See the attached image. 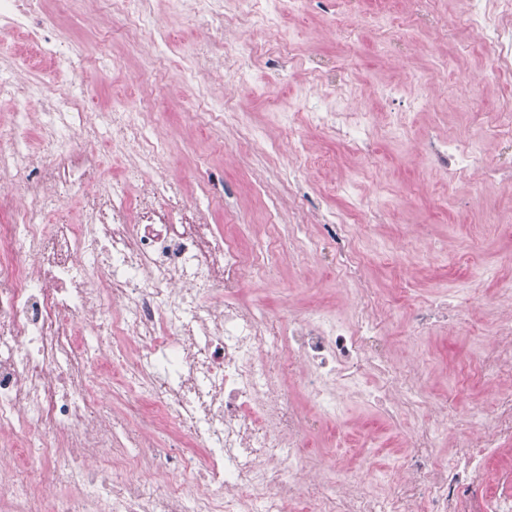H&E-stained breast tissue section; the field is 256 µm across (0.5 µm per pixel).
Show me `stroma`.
<instances>
[{
    "label": "stroma",
    "mask_w": 512,
    "mask_h": 512,
    "mask_svg": "<svg viewBox=\"0 0 512 512\" xmlns=\"http://www.w3.org/2000/svg\"><path fill=\"white\" fill-rule=\"evenodd\" d=\"M431 7L438 28L411 29L403 56L396 57L376 49L380 31L369 19L379 12V0H360L357 15L349 19L354 33L346 37L336 33L344 19L336 0H268L266 9L293 53L245 58L247 74L234 83L198 72L202 33L213 26L198 0L181 5L156 0V19L175 47L155 59L113 39L111 51L125 59L119 68L102 61L100 50L103 35L119 28L122 16L61 0L46 22L75 50L76 64L62 73V80L81 84L90 103L124 109L141 94L138 74L163 62L156 110L144 115L142 132L150 138L167 135L171 181L184 198L197 199L211 224L244 249L269 240L272 221L279 239L287 240L298 200L310 215L304 234L313 241L326 234L322 215L362 205L383 210V223L354 227L366 254V283L385 299L395 289H408L414 305L464 296L478 301L467 328L440 323L421 332L407 315L388 324L390 333L417 345L431 374L430 391L453 398L463 410L486 399L474 354L493 340L484 305L493 297L495 282L512 277V267L500 261L512 253V233L491 222L494 213L512 211V187H482L467 177L446 181L430 158L414 155L408 147L431 135L481 138L479 115L495 111L503 93L486 73L487 47L455 28L466 9L464 0H433ZM52 68L48 59L32 56L23 38L0 43V71L29 69L43 75ZM306 93L320 111L373 113V164H365L358 152L327 131L299 125L295 100ZM196 101L219 112L220 120L198 124L190 109ZM397 113L407 116L402 140L388 132ZM242 124L289 152L291 132L299 130L304 148L286 158L257 154L238 140L236 129ZM299 164L305 171L296 182L291 171ZM230 212L235 215L231 222L226 219ZM243 295L269 309L322 306L341 319L350 315L349 293L312 251L302 262H283L269 278L251 282ZM342 413L346 430L373 427V439L356 449L375 461L372 483L383 490L385 470L393 464L386 447L398 442L400 426H382V411L374 404L349 401Z\"/></svg>",
    "instance_id": "stroma-1"
}]
</instances>
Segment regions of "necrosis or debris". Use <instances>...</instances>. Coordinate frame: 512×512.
Listing matches in <instances>:
<instances>
[{"label":"necrosis or debris","instance_id":"necrosis-or-debris-1","mask_svg":"<svg viewBox=\"0 0 512 512\" xmlns=\"http://www.w3.org/2000/svg\"><path fill=\"white\" fill-rule=\"evenodd\" d=\"M46 2L0 0V36L26 31L66 70L72 47L45 25ZM467 2L462 24L495 45L490 74L511 85L512 17L495 15L491 0ZM111 3L130 43L157 52L153 0ZM205 4L214 19L229 13L242 27H269L257 0ZM5 87L17 98L38 94L43 108L27 116L41 130L40 153L0 134V512H512V464L489 471L512 442V389L461 418L429 396L424 364L397 361L401 342L384 328L389 309L361 281L364 256L347 215L325 221L336 227L330 268L357 285L350 319L319 309L272 318L244 302L241 288L285 249L243 250L173 193L164 139L139 130L151 99L105 113L62 93L50 76L35 82L20 72L0 78ZM301 119L372 160L367 113L305 109ZM103 120L113 150L130 160L117 177L79 147ZM501 139L512 140L511 93L483 139L432 140L420 151L452 176L511 182V165L485 160L486 141ZM144 163L152 179H142ZM76 183L95 188L79 223H49ZM487 311L495 332L479 376L493 384L512 376L511 279L498 282ZM116 335L139 342L129 360H113ZM293 372L315 413L301 415L282 385ZM93 374L124 397L121 415H100ZM350 393L376 400L392 423L414 418L386 495L369 487V460L345 468L309 450L312 434L338 422ZM131 423L169 428L182 453L130 450ZM449 432L461 441L445 462L439 440ZM173 465L180 477L171 482Z\"/></svg>","mask_w":512,"mask_h":512}]
</instances>
